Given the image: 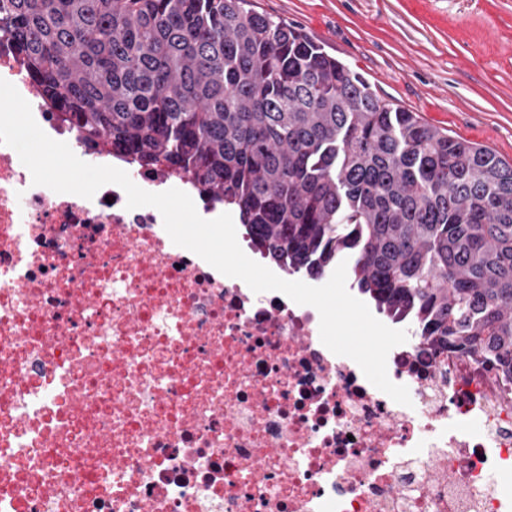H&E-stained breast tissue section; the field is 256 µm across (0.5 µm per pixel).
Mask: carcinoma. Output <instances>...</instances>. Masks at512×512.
Here are the masks:
<instances>
[{"label":"carcinoma","instance_id":"carcinoma-1","mask_svg":"<svg viewBox=\"0 0 512 512\" xmlns=\"http://www.w3.org/2000/svg\"><path fill=\"white\" fill-rule=\"evenodd\" d=\"M80 144L165 168L286 274L352 286L512 382V165L384 103L251 0H0V49Z\"/></svg>","mask_w":512,"mask_h":512}]
</instances>
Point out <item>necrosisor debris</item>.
Here are the masks:
<instances>
[{"mask_svg": "<svg viewBox=\"0 0 512 512\" xmlns=\"http://www.w3.org/2000/svg\"><path fill=\"white\" fill-rule=\"evenodd\" d=\"M40 128L79 150L0 52ZM320 316L175 245L161 213L32 183L0 144V512H512V388L391 349L411 406Z\"/></svg>", "mask_w": 512, "mask_h": 512, "instance_id": "obj_1", "label": "necrosis or debris"}]
</instances>
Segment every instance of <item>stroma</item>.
<instances>
[{
    "mask_svg": "<svg viewBox=\"0 0 512 512\" xmlns=\"http://www.w3.org/2000/svg\"><path fill=\"white\" fill-rule=\"evenodd\" d=\"M382 100L512 163V0H252Z\"/></svg>",
    "mask_w": 512,
    "mask_h": 512,
    "instance_id": "1",
    "label": "stroma"
}]
</instances>
